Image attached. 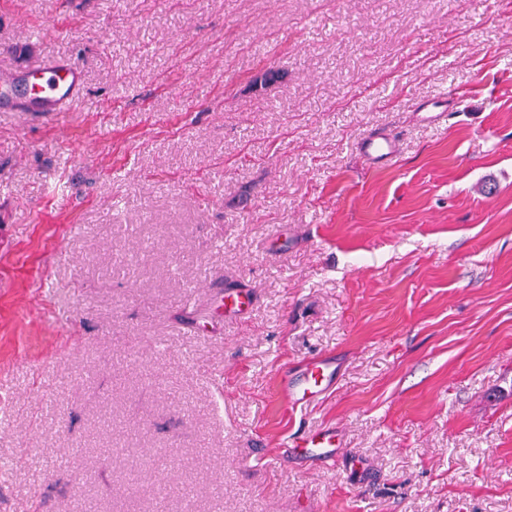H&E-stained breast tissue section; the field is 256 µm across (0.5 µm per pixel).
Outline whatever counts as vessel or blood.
<instances>
[{
  "label": "vessel or blood",
  "instance_id": "1",
  "mask_svg": "<svg viewBox=\"0 0 512 512\" xmlns=\"http://www.w3.org/2000/svg\"><path fill=\"white\" fill-rule=\"evenodd\" d=\"M84 88L82 67L72 61L49 60L0 73V112H36L52 116L68 111ZM366 164L390 162L397 154L392 136H367L358 144ZM336 362L324 355L308 360L300 369L281 367L278 389L291 405L309 403L324 397L333 384ZM335 427L287 438L283 443L287 457L302 462H334L340 448Z\"/></svg>",
  "mask_w": 512,
  "mask_h": 512
}]
</instances>
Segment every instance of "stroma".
Here are the masks:
<instances>
[{
	"instance_id": "35a3bbf8",
	"label": "stroma",
	"mask_w": 512,
	"mask_h": 512,
	"mask_svg": "<svg viewBox=\"0 0 512 512\" xmlns=\"http://www.w3.org/2000/svg\"><path fill=\"white\" fill-rule=\"evenodd\" d=\"M68 58L0 112V512H512V0H0ZM82 67L49 60L0 73V112H67L84 88ZM358 151L368 165L390 162L397 154V142L393 136H366L358 144ZM335 371L336 362L327 355L308 360L298 370L283 366L278 373L279 392L292 406L317 401L333 385ZM341 435L334 426L287 438L283 443L286 457L301 462H335L341 448Z\"/></svg>"
}]
</instances>
